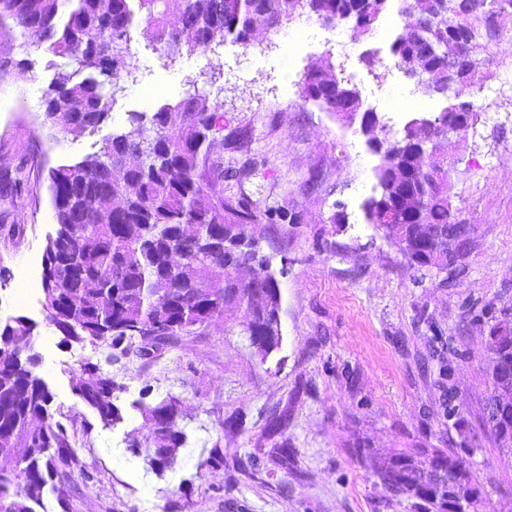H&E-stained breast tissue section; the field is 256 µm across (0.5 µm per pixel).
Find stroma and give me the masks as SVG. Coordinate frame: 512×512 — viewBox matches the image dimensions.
I'll list each match as a JSON object with an SVG mask.
<instances>
[{
  "mask_svg": "<svg viewBox=\"0 0 512 512\" xmlns=\"http://www.w3.org/2000/svg\"><path fill=\"white\" fill-rule=\"evenodd\" d=\"M398 7L390 0L375 30L343 53L335 27L295 18L251 51L228 41L219 53L198 50L171 65L136 24L135 69L121 78L107 118L66 136L43 116L61 59L12 39L5 55L26 60L29 73L0 71V178L14 183L0 199V323L30 320L36 371L76 439L73 464L44 495L45 512H425L390 496L365 458L419 448L467 460L481 490L478 512H512V457L480 419L489 326L512 315V14L492 28L475 20L478 121L466 139L440 143L453 203L471 227L456 271L408 266L366 223L378 162L367 134L300 96L304 70L329 55L356 71L365 106L394 129L439 109L423 95L405 112L387 106L395 91L416 95L390 51L403 32ZM194 80L224 88L225 194H245L271 218L261 253L278 273L281 344L260 358L234 311L159 359L113 365L121 418L106 426L70 381L94 348L62 344L42 307L43 255L55 228L49 171L98 156L128 112L177 103ZM242 131L250 139L241 147L234 137ZM283 211L297 222L279 220ZM21 278L30 290L20 299ZM169 395L182 402L187 445L159 476L129 447L151 443L139 403ZM449 403L467 433L448 418ZM280 416L285 425L274 427ZM214 449L224 456L218 468L204 464Z\"/></svg>",
  "mask_w": 512,
  "mask_h": 512,
  "instance_id": "1",
  "label": "stroma"
}]
</instances>
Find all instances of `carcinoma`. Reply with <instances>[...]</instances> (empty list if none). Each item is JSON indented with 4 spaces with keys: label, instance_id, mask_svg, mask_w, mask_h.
Masks as SVG:
<instances>
[{
    "label": "carcinoma",
    "instance_id": "carcinoma-1",
    "mask_svg": "<svg viewBox=\"0 0 512 512\" xmlns=\"http://www.w3.org/2000/svg\"><path fill=\"white\" fill-rule=\"evenodd\" d=\"M389 0H0V35L19 29L26 44L65 60L44 92L45 120L69 133L96 128L120 89L121 72L132 73L130 28L135 17L149 39L174 62L183 52L216 51L226 39L244 50L258 29L278 30L303 14L324 25L348 26L357 38L371 33ZM404 34L391 44L398 68L419 75L421 92L445 105L395 130L363 108L358 87L336 69L332 56L312 63L301 79L302 98L343 124L361 117L379 157L374 193L364 205L367 223L382 230L407 263L455 269L467 255L470 225L452 203L448 157L436 143L448 128L473 126L472 101L479 85L471 57L479 33L471 20H493L512 0H400ZM219 93L196 89L176 104L128 113V127L106 139L101 154L50 170L55 219L44 254V309L61 342L103 347L71 370L74 392L108 425L120 419L113 403L116 382L108 367L144 343L176 346L243 310L240 322L261 358L281 343L280 288L253 204L224 196V115ZM33 326L24 316L0 326V456L29 452L12 469L0 470V512H36L56 462L75 460L72 439L52 411V393L36 372ZM488 340L500 376L512 375V321L492 325ZM155 446L131 445L162 473L185 445L180 401L168 396L141 407ZM416 453L392 452L371 459L384 488L421 499L452 475L421 468Z\"/></svg>",
    "mask_w": 512,
    "mask_h": 512
}]
</instances>
